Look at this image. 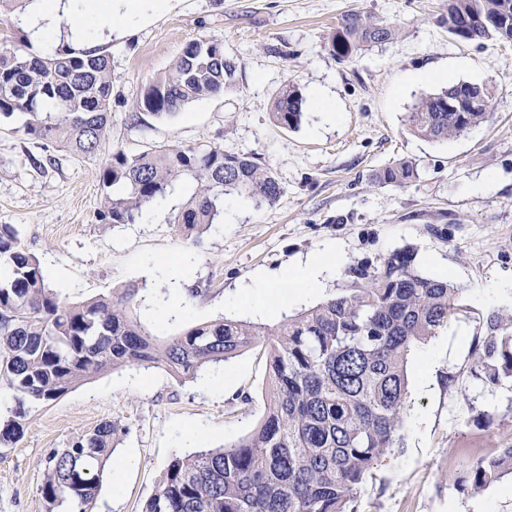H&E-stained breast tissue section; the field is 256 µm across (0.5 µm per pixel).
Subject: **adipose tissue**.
<instances>
[{
  "label": "adipose tissue",
  "instance_id": "obj_1",
  "mask_svg": "<svg viewBox=\"0 0 512 512\" xmlns=\"http://www.w3.org/2000/svg\"><path fill=\"white\" fill-rule=\"evenodd\" d=\"M167 0H36L21 20L28 29L35 55H43L52 43L60 19H67L71 37L84 36L88 29H112L137 10L158 12ZM339 259L336 251L327 249L309 256L305 261L288 266L281 280H260L249 288L256 311L269 314L285 301L283 287L292 284L297 289L314 291L321 286L323 273Z\"/></svg>",
  "mask_w": 512,
  "mask_h": 512
}]
</instances>
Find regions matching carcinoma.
I'll use <instances>...</instances> for the list:
<instances>
[{
	"label": "carcinoma",
	"instance_id": "cac0c4a2",
	"mask_svg": "<svg viewBox=\"0 0 512 512\" xmlns=\"http://www.w3.org/2000/svg\"><path fill=\"white\" fill-rule=\"evenodd\" d=\"M448 33L461 42H512V0H448ZM396 27L372 14H344L326 41L350 59L389 42ZM237 64L224 44L188 42L171 73L149 82L140 108L158 118L236 85ZM112 98L109 55L61 45L38 57L0 51V119L22 118L25 134L78 156L101 151ZM456 100L460 111L447 108ZM492 85L457 82L426 95L406 113L417 136L434 142L466 135L492 116ZM306 99L286 83L271 105L273 122L297 129ZM417 164L395 160L379 184L407 187ZM180 179L193 183L169 217L179 234L200 237L221 223L224 201L243 197L255 208L284 193L272 170L253 154L209 145L171 146L129 156L109 154L100 172L106 224H134ZM404 247L379 265L349 270V282L316 306L271 329L241 320L193 326L159 344L134 317L133 286L81 303L47 283L40 263L23 250L12 224H0V388L13 406L0 416V444L16 442L31 410L55 402L108 369L157 364L182 378L240 355L258 341L269 356L265 416L237 443L169 462L142 512H354L365 477L386 453L405 448L403 414L409 355L436 335L456 310L463 289L422 273ZM469 369L494 389L512 380V309L482 318ZM125 427L104 421L51 450L43 460L40 494L49 512H88ZM512 477V445L492 448L455 478L478 492Z\"/></svg>",
	"mask_w": 512,
	"mask_h": 512
}]
</instances>
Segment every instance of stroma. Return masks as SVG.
Listing matches in <instances>:
<instances>
[{
    "label": "stroma",
    "mask_w": 512,
    "mask_h": 512,
    "mask_svg": "<svg viewBox=\"0 0 512 512\" xmlns=\"http://www.w3.org/2000/svg\"><path fill=\"white\" fill-rule=\"evenodd\" d=\"M360 9L396 26L394 40L349 61L325 46L342 15ZM448 0H170L123 33L98 40L111 59L106 144L126 154L174 145H218L258 155L284 188L275 204L243 203L231 224L199 241L169 224L191 190L168 194V211L151 223L104 224L98 218L102 151L77 156L0 121V224L16 225L20 246L48 282L78 303L133 285L135 317L158 341L223 318L275 327L285 316L342 287L350 267L377 266L390 252L416 251L418 269L450 276L463 293L447 327L419 345L408 364L403 453L382 457L354 503L356 512H512V479L478 493L454 479L487 448L512 444V386L471 381L473 338L482 316L512 306V44L460 42L448 32ZM222 42L238 65L223 95L162 119L138 103L150 81L167 75L184 45ZM306 96L299 129L275 126L270 105L286 82ZM492 83L493 116L467 135L431 142L411 134L405 115L449 82ZM336 110L327 122L314 96ZM418 179L404 188L374 174L397 159ZM492 179L488 192L474 186ZM336 243L341 261L321 289L262 316L245 298L256 276ZM195 256L188 298L172 309L164 261ZM268 355L258 344L228 362L178 380L164 367L110 370L33 409L23 436L0 447V512H46L42 459L108 419L126 432L112 454L119 476L105 480L92 512H141L170 460L232 444L262 420ZM493 413L485 422V413Z\"/></svg>",
    "instance_id": "obj_1"
}]
</instances>
